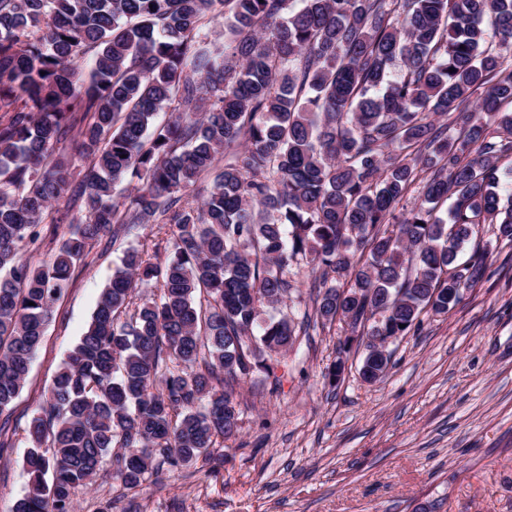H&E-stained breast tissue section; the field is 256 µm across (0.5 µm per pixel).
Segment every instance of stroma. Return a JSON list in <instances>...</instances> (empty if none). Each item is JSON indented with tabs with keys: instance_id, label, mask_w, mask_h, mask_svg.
<instances>
[{
	"instance_id": "1",
	"label": "stroma",
	"mask_w": 512,
	"mask_h": 512,
	"mask_svg": "<svg viewBox=\"0 0 512 512\" xmlns=\"http://www.w3.org/2000/svg\"><path fill=\"white\" fill-rule=\"evenodd\" d=\"M169 235L136 225L76 267L15 402L0 512H12L27 482L28 423L124 250L161 259ZM482 251L483 278L450 312L424 311L415 332L391 344L376 383L359 375L366 329L317 320L314 281L305 264L292 266L286 311L303 327L273 375L237 387L240 433L219 458L163 467L132 491L98 478L77 491L75 512H512V243L487 224L458 260Z\"/></svg>"
}]
</instances>
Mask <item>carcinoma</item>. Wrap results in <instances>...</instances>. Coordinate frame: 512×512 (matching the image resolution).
Wrapping results in <instances>:
<instances>
[{
  "label": "carcinoma",
  "mask_w": 512,
  "mask_h": 512,
  "mask_svg": "<svg viewBox=\"0 0 512 512\" xmlns=\"http://www.w3.org/2000/svg\"><path fill=\"white\" fill-rule=\"evenodd\" d=\"M215 11L228 51L209 47ZM505 103L512 0H0V453L76 266L130 225L171 230L164 259L130 248L112 273L29 423L13 512H74L107 466L132 490L159 462L209 460L238 432L234 385L293 345L273 312L300 260L320 319L373 321L360 373L384 378L387 343L482 279L486 253L458 269L460 246L482 224L512 243ZM70 145L90 168L75 173ZM419 171L422 200L397 221ZM69 193L72 220L56 209ZM67 221L49 261L24 258ZM140 288L160 295L120 320Z\"/></svg>",
  "instance_id": "cac0c4a2"
}]
</instances>
